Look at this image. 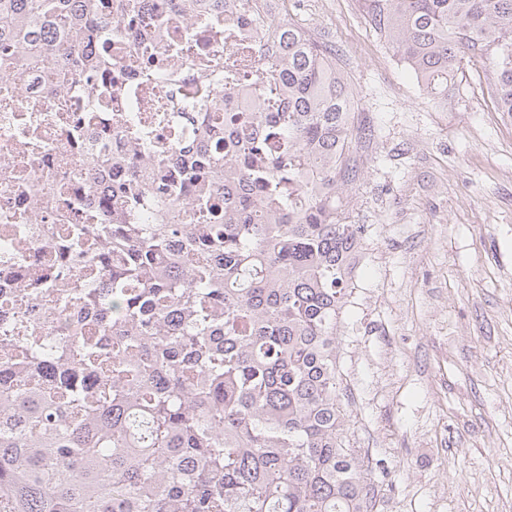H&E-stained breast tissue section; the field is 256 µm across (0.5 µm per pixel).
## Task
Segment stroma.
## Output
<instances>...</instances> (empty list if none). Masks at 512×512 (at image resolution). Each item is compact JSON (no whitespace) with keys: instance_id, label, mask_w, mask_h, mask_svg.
Returning <instances> with one entry per match:
<instances>
[{"instance_id":"obj_1","label":"stroma","mask_w":512,"mask_h":512,"mask_svg":"<svg viewBox=\"0 0 512 512\" xmlns=\"http://www.w3.org/2000/svg\"><path fill=\"white\" fill-rule=\"evenodd\" d=\"M354 93L366 227L337 333L373 512H512V120L472 65L433 103L364 0H287Z\"/></svg>"}]
</instances>
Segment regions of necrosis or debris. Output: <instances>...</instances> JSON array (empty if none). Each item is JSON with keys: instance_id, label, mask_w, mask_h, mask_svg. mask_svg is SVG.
<instances>
[{"instance_id": "4bbe7bcc", "label": "necrosis or debris", "mask_w": 512, "mask_h": 512, "mask_svg": "<svg viewBox=\"0 0 512 512\" xmlns=\"http://www.w3.org/2000/svg\"><path fill=\"white\" fill-rule=\"evenodd\" d=\"M139 2L143 18L123 29V48L103 81L134 83L140 59L180 35L208 56L230 53L229 38L186 20L160 22L161 0ZM134 107V99L117 96L106 111L90 110L82 79L61 77L46 58L23 77L9 70L0 76V315L17 317L25 335L56 325L55 287L33 299L24 291L62 262L74 225L111 222L118 188L133 177L155 180L168 168V155L137 156L126 138Z\"/></svg>"}]
</instances>
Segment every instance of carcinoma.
I'll list each match as a JSON object with an SVG mask.
<instances>
[{"instance_id": "1", "label": "carcinoma", "mask_w": 512, "mask_h": 512, "mask_svg": "<svg viewBox=\"0 0 512 512\" xmlns=\"http://www.w3.org/2000/svg\"><path fill=\"white\" fill-rule=\"evenodd\" d=\"M228 0H164L172 13L224 26ZM253 27L212 64L186 38L146 62L134 149L158 152L154 113L181 132L194 167L159 184L131 180L116 224L76 235L68 265L93 282L61 289L95 324L60 318L43 340L0 335V512H370L369 467L346 440L337 316L365 242L341 200L354 97L336 56L279 17L284 0H251ZM373 30L432 100H448L464 63L490 67L497 111L512 116V0H365ZM100 0H0V62L20 76L47 29L73 35L58 66L96 74L120 44L87 26ZM269 55V111L186 99L196 68L231 93L252 52ZM222 144V152L215 150ZM194 183L189 223L171 224Z\"/></svg>"}]
</instances>
